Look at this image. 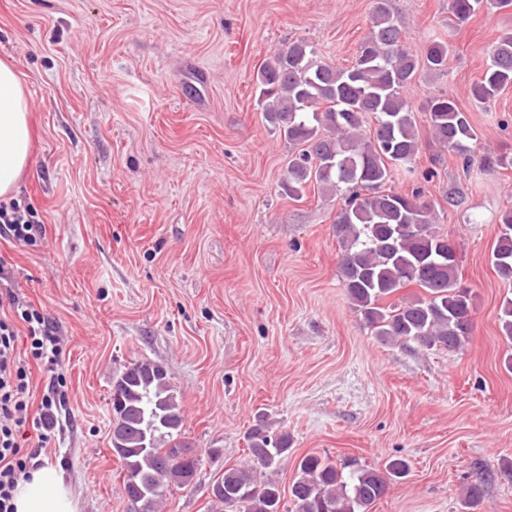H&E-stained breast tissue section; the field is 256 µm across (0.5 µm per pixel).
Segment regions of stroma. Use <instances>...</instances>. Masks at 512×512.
<instances>
[{
  "label": "stroma",
  "instance_id": "stroma-1",
  "mask_svg": "<svg viewBox=\"0 0 512 512\" xmlns=\"http://www.w3.org/2000/svg\"><path fill=\"white\" fill-rule=\"evenodd\" d=\"M407 46L449 43L447 72L408 90L422 139L414 173L437 230L457 245L475 295L463 349L385 342L362 325L338 274L340 198L285 189L291 148L263 117L255 76L302 39L350 65L374 0H0V59L18 72L33 150L15 200L45 227L36 245L0 238L21 301L60 336L69 422L42 460L60 464L78 512H128L111 448L112 383L129 363L163 366L200 457L165 512H212L210 488L248 463L265 426L291 450L289 491L309 453L409 474L368 512H512V343L497 314L512 283L492 264L512 167L464 171L440 153L422 106L445 93L467 109L486 153H512V88L482 104L471 84L512 9L455 25L448 0H389Z\"/></svg>",
  "mask_w": 512,
  "mask_h": 512
}]
</instances>
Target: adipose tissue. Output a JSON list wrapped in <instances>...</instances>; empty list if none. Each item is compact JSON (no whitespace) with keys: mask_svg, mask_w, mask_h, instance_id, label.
<instances>
[{"mask_svg":"<svg viewBox=\"0 0 512 512\" xmlns=\"http://www.w3.org/2000/svg\"><path fill=\"white\" fill-rule=\"evenodd\" d=\"M32 151L29 103L12 64L0 61V198L10 197ZM15 512H76V499L61 469L44 463L20 480Z\"/></svg>","mask_w":512,"mask_h":512,"instance_id":"1","label":"adipose tissue"}]
</instances>
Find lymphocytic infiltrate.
<instances>
[{"instance_id":"lymphocytic-infiltrate-1","label":"lymphocytic infiltrate","mask_w":512,"mask_h":512,"mask_svg":"<svg viewBox=\"0 0 512 512\" xmlns=\"http://www.w3.org/2000/svg\"><path fill=\"white\" fill-rule=\"evenodd\" d=\"M35 212L16 201H0V237L29 246L43 233L34 221ZM9 313L0 314V512H14V492L21 476L27 475L42 448L60 429L67 412L64 381L57 369L62 348L48 319L7 294ZM26 349H19V340ZM42 367L52 379L40 402H33L31 368ZM32 428L36 447L22 446L24 428Z\"/></svg>"}]
</instances>
